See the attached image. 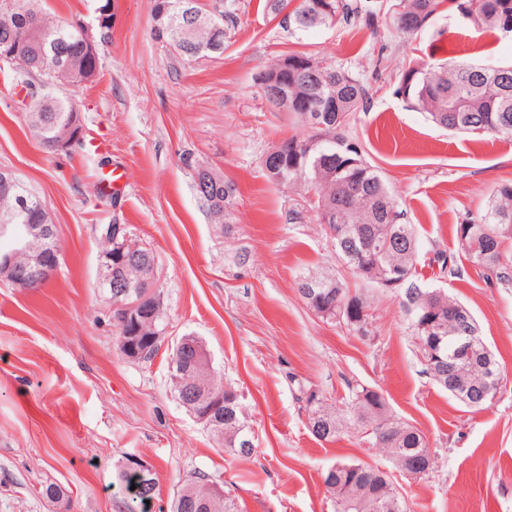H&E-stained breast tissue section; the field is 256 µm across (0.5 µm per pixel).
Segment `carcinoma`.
<instances>
[{
	"instance_id": "obj_1",
	"label": "carcinoma",
	"mask_w": 512,
	"mask_h": 512,
	"mask_svg": "<svg viewBox=\"0 0 512 512\" xmlns=\"http://www.w3.org/2000/svg\"><path fill=\"white\" fill-rule=\"evenodd\" d=\"M168 0L165 21L179 29L177 54L187 60L191 51L209 42L203 24L192 25L181 19L180 3ZM450 3L461 21L469 26L499 32L512 37V0H402V12L394 19L396 30L411 36L427 27L443 3ZM13 11L0 12V53L13 54L33 73L46 79H58L60 95L35 109L34 133L43 147L58 131L71 124L78 115L71 88L95 80L96 62L86 59L79 28L49 17L39 7V0H13ZM361 18L374 28L379 9L351 0H302L288 15V28L306 30L332 27L338 22ZM290 60L304 62L315 78L310 86H299L306 102L293 107L297 122L305 124L304 110L318 108L325 116L324 127L307 137L292 135L280 139L284 147L279 177L265 173L268 181L278 185L300 184L315 192L317 214L329 205L347 200L339 223H328L336 256L363 284L396 292L409 322V329L422 355L425 372L442 389L465 406L470 404L460 393L477 397L488 381L490 371L503 375L496 354L481 334L474 314L464 304L440 290H429L417 283L418 242L414 227L400 222L398 211L379 167L370 164L361 145L346 137L342 128L350 116L365 108L367 88L347 70L306 52L286 54ZM398 93L413 108L449 130L469 135L512 136V65L496 70L481 64H419L402 76ZM230 181L218 177V183L197 195L215 220L222 224L232 214L236 195L226 194ZM28 205L19 216V224H42L44 202L22 188ZM456 235L469 262L481 268L487 281L502 285L512 283V182L501 184L484 212L468 217L456 225ZM297 291L306 305L319 317L333 320L353 330L362 331L369 314L366 297L351 289L341 275L303 276ZM165 328L163 306L152 319L145 321L136 346L152 360L162 341L150 337ZM202 341L190 334L172 346L169 365L182 371V387L171 386L176 397L194 394L198 366L205 358ZM215 388L224 391V432L213 434L224 452L248 456L253 446L246 445L248 432L240 400L230 401L236 389L215 378ZM347 411L351 415L358 440L384 449L400 465L404 459H422L428 453L424 434L415 426L392 417L384 397L359 384L350 389ZM335 422L333 429L309 428L324 442L340 440L345 426L340 409L328 406ZM117 478L132 503L130 512H148L146 501L155 498L156 481L151 474L138 476L117 466ZM210 476L198 472L184 480L174 493L169 512H237L229 497L205 504L204 484ZM327 492L336 503V512H407L404 498L379 469L361 462L336 463L334 481L326 483Z\"/></svg>"
}]
</instances>
